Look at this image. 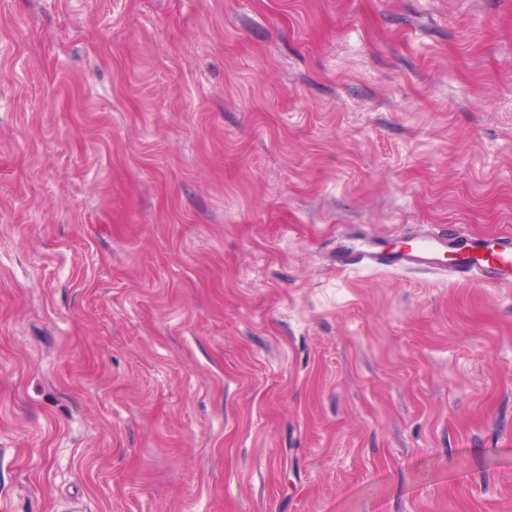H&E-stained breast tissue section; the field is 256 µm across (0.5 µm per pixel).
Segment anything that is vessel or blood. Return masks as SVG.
Masks as SVG:
<instances>
[{
	"mask_svg": "<svg viewBox=\"0 0 512 512\" xmlns=\"http://www.w3.org/2000/svg\"><path fill=\"white\" fill-rule=\"evenodd\" d=\"M456 247L460 259L448 265L449 247ZM369 266L395 271H422L476 280L488 286H512V243L507 239H468L456 234H427L417 244L388 254L365 241L342 251L336 258L337 269Z\"/></svg>",
	"mask_w": 512,
	"mask_h": 512,
	"instance_id": "vessel-or-blood-1",
	"label": "vessel or blood"
}]
</instances>
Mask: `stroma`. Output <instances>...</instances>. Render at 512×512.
I'll list each match as a JSON object with an SVG mask.
<instances>
[{
  "instance_id": "1",
  "label": "stroma",
  "mask_w": 512,
  "mask_h": 512,
  "mask_svg": "<svg viewBox=\"0 0 512 512\" xmlns=\"http://www.w3.org/2000/svg\"><path fill=\"white\" fill-rule=\"evenodd\" d=\"M512 0H0V512H512ZM455 245L460 260L448 266V247ZM496 247V248H495ZM369 266L395 271H422L450 275L465 280H477L488 286H512V240L494 237L468 239L448 232L429 233L417 244L400 252L387 254L376 250L364 240L349 247L336 258V269Z\"/></svg>"
}]
</instances>
